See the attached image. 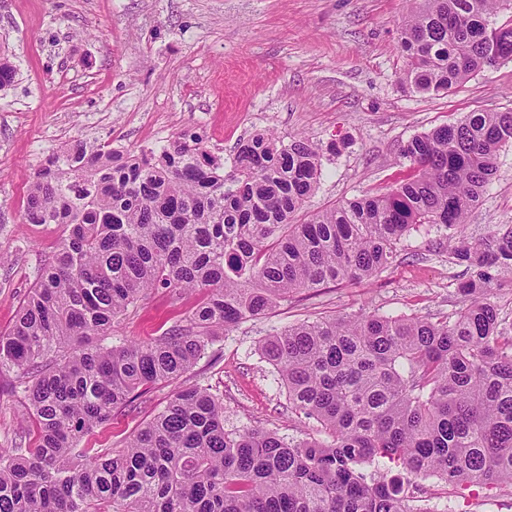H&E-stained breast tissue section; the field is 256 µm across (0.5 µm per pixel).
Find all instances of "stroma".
Segmentation results:
<instances>
[{
	"mask_svg": "<svg viewBox=\"0 0 512 512\" xmlns=\"http://www.w3.org/2000/svg\"><path fill=\"white\" fill-rule=\"evenodd\" d=\"M409 0H0V51L17 65L0 91V331L12 325L39 262L63 230L23 219L29 181L49 154L83 140L137 153L194 134L224 171L239 146L271 131L303 134L338 150L322 159L318 189L295 222L341 200L385 191L400 176V148L413 135L468 112L512 110V61L445 95L404 91L399 25ZM512 224V147L471 212L465 233L479 239ZM446 233L411 231L396 263L375 279L293 294L265 316L216 336L189 376L224 398V427L297 436L293 415L260 342L284 327L363 313L441 317L459 307L457 288L472 269L449 262ZM150 294L121 322L112 343L172 329L200 301ZM170 385L141 407L115 413L87 436L92 448H119L162 409ZM34 444L22 389L0 379V448ZM435 512H512V489L470 487L441 497L421 481Z\"/></svg>",
	"mask_w": 512,
	"mask_h": 512,
	"instance_id": "stroma-1",
	"label": "stroma"
}]
</instances>
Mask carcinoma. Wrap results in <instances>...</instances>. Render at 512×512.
I'll return each instance as SVG.
<instances>
[{"instance_id":"1","label":"carcinoma","mask_w":512,"mask_h":512,"mask_svg":"<svg viewBox=\"0 0 512 512\" xmlns=\"http://www.w3.org/2000/svg\"><path fill=\"white\" fill-rule=\"evenodd\" d=\"M410 93L450 92L512 61V0H420L402 20ZM17 68L0 58V90ZM512 146V112H469L412 136L407 173L301 223L323 148L258 133L226 174L196 137L134 155L79 141L48 156L26 190L27 224L64 229L10 329L13 372L36 426L0 450V512H431L417 479L512 488V323L487 293L512 277V224L454 237ZM448 230V257L474 268L452 316L304 321L263 357L302 438L224 429V402L186 376L218 332L292 294L369 281L411 230ZM203 295L168 332L107 345L149 292ZM166 405L125 447L81 441L159 384Z\"/></svg>"}]
</instances>
